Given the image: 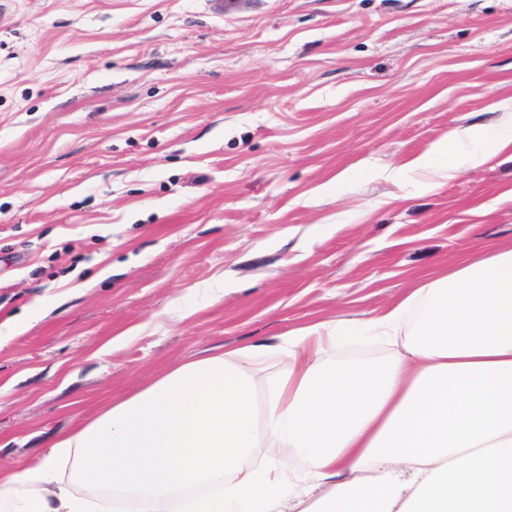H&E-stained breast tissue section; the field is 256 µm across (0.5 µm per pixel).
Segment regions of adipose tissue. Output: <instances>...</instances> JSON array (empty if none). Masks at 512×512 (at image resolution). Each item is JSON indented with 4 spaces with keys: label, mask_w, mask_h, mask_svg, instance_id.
<instances>
[{
    "label": "adipose tissue",
    "mask_w": 512,
    "mask_h": 512,
    "mask_svg": "<svg viewBox=\"0 0 512 512\" xmlns=\"http://www.w3.org/2000/svg\"><path fill=\"white\" fill-rule=\"evenodd\" d=\"M356 337L389 352L331 357ZM0 512H512V249L175 365L0 468Z\"/></svg>",
    "instance_id": "1"
}]
</instances>
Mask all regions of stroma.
I'll return each instance as SVG.
<instances>
[{
  "mask_svg": "<svg viewBox=\"0 0 512 512\" xmlns=\"http://www.w3.org/2000/svg\"><path fill=\"white\" fill-rule=\"evenodd\" d=\"M512 0H0V466L172 365L512 247ZM468 136L467 130L455 131L451 134H446L440 138L431 149L425 154L411 160L409 164L412 168L421 169L425 171H431L438 175L440 178L448 177L456 168L455 160L452 156L448 155V160L443 167L435 169L432 164L433 157L435 155L443 154L445 145L447 147L448 139L462 140Z\"/></svg>",
  "mask_w": 512,
  "mask_h": 512,
  "instance_id": "35a3bbf8",
  "label": "stroma"
}]
</instances>
